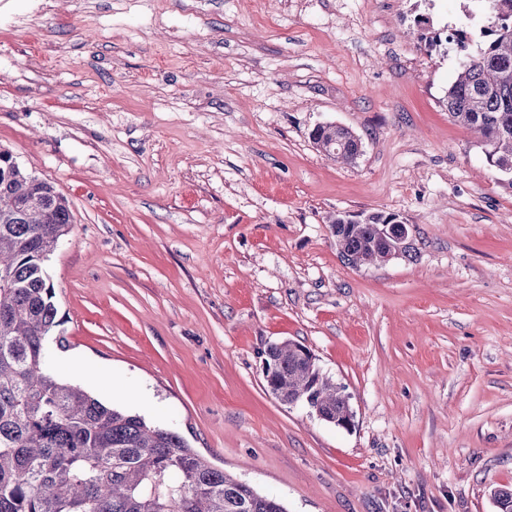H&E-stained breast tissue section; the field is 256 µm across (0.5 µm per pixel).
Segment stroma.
Here are the masks:
<instances>
[{
  "label": "stroma",
  "instance_id": "obj_1",
  "mask_svg": "<svg viewBox=\"0 0 512 512\" xmlns=\"http://www.w3.org/2000/svg\"><path fill=\"white\" fill-rule=\"evenodd\" d=\"M480 0H0V147L69 199L50 369L288 512H498L512 488V183L448 118ZM349 128L354 163L319 152ZM417 256L353 267L329 218ZM65 347H58L57 337ZM307 347L345 430L267 389ZM335 126L333 123H320L315 126L327 127L321 128V132L314 142L322 147L323 153L330 158L336 159L344 164H351L354 158L359 154L361 142L349 129L341 126Z\"/></svg>",
  "mask_w": 512,
  "mask_h": 512
}]
</instances>
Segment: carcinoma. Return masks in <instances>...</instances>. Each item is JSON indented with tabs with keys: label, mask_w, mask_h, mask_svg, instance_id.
<instances>
[{
	"label": "carcinoma",
	"mask_w": 512,
	"mask_h": 512,
	"mask_svg": "<svg viewBox=\"0 0 512 512\" xmlns=\"http://www.w3.org/2000/svg\"><path fill=\"white\" fill-rule=\"evenodd\" d=\"M476 47L448 87L451 120L477 130L491 167L512 184V0H483ZM314 142L344 164L361 142L341 126ZM373 212L329 219L352 266L380 262L386 248ZM73 213L52 183L0 162V512H286L284 504L216 469L177 433L109 406L48 369L45 341L57 327L46 262L69 235ZM271 394L305 402L328 423L349 404L293 342L270 345Z\"/></svg>",
	"instance_id": "carcinoma-1"
}]
</instances>
